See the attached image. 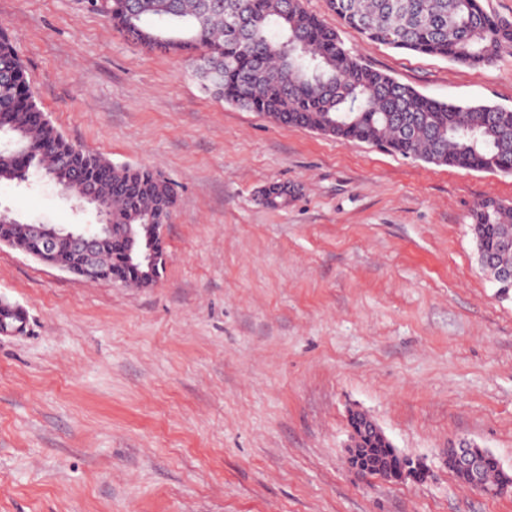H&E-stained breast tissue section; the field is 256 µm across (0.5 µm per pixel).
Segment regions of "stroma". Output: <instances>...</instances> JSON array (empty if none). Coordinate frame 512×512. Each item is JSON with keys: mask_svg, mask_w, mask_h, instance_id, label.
<instances>
[{"mask_svg": "<svg viewBox=\"0 0 512 512\" xmlns=\"http://www.w3.org/2000/svg\"><path fill=\"white\" fill-rule=\"evenodd\" d=\"M360 61L438 100L512 108V53L469 67L329 14ZM38 106L76 147L151 168L177 202L152 285L90 281L0 246V512H512L443 462L466 438L512 474V296L475 260L471 211L512 175L412 161L208 95L83 0H0ZM288 186L269 208L266 186ZM23 222L94 224L38 175ZM370 415L421 481L349 470Z\"/></svg>", "mask_w": 512, "mask_h": 512, "instance_id": "35a3bbf8", "label": "stroma"}]
</instances>
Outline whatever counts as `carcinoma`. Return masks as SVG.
Returning a JSON list of instances; mask_svg holds the SVG:
<instances>
[{
  "mask_svg": "<svg viewBox=\"0 0 512 512\" xmlns=\"http://www.w3.org/2000/svg\"><path fill=\"white\" fill-rule=\"evenodd\" d=\"M119 31L152 51L183 52L205 90L273 121L345 141L381 145L403 158L437 166L512 174V109L450 103L419 93L364 65L339 32L308 13L302 0H87ZM343 24L381 45L483 66L512 51V20L481 0H326ZM0 183L47 174L73 199L92 187L119 226L165 224L176 204L163 176L117 167L71 144L46 118L26 85L23 62L0 31ZM477 263L503 296L512 280V203L488 198L472 213ZM24 251L38 237L14 226ZM102 276L146 286L126 264L124 240L106 239Z\"/></svg>",
  "mask_w": 512,
  "mask_h": 512,
  "instance_id": "obj_1",
  "label": "carcinoma"
}]
</instances>
